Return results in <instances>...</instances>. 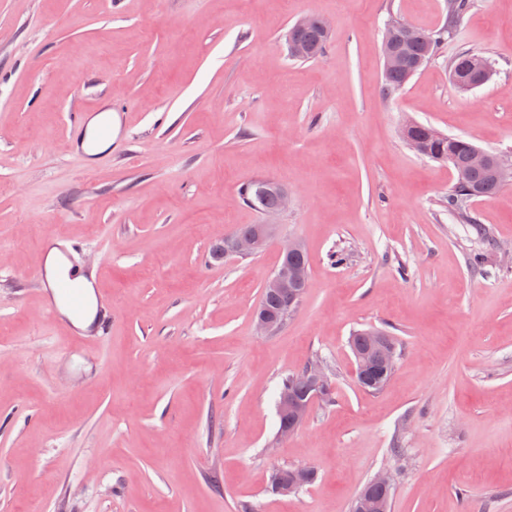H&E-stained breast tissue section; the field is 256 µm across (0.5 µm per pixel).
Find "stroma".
I'll return each instance as SVG.
<instances>
[{
	"instance_id": "1",
	"label": "stroma",
	"mask_w": 512,
	"mask_h": 512,
	"mask_svg": "<svg viewBox=\"0 0 512 512\" xmlns=\"http://www.w3.org/2000/svg\"><path fill=\"white\" fill-rule=\"evenodd\" d=\"M305 15L333 34L301 61L284 34ZM393 16L452 33L387 95ZM464 51L494 69L470 91ZM106 102L122 146L88 172L68 115ZM409 122L512 157V0L453 23L448 0H0V512H351L381 471L390 512H512V183L460 223ZM256 178L291 189L275 235L211 262L262 223L239 199ZM49 234L84 242L109 341L47 313ZM291 240L308 287L263 335ZM369 328L399 352L375 394L349 345ZM317 361L333 399L278 440L281 383ZM284 466L317 478L273 494Z\"/></svg>"
}]
</instances>
